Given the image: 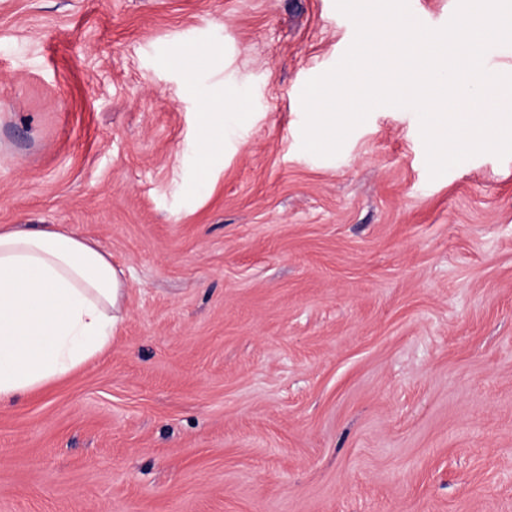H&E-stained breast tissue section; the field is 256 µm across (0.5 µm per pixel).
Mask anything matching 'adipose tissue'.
<instances>
[{
	"label": "adipose tissue",
	"mask_w": 512,
	"mask_h": 512,
	"mask_svg": "<svg viewBox=\"0 0 512 512\" xmlns=\"http://www.w3.org/2000/svg\"><path fill=\"white\" fill-rule=\"evenodd\" d=\"M199 151L224 147V105L204 100ZM124 279L110 255L54 226L0 230V404L63 378L112 345Z\"/></svg>",
	"instance_id": "adipose-tissue-1"
}]
</instances>
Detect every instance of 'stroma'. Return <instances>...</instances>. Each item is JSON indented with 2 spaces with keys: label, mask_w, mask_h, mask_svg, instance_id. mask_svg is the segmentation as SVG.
I'll list each match as a JSON object with an SVG mask.
<instances>
[{
  "label": "stroma",
  "mask_w": 512,
  "mask_h": 512,
  "mask_svg": "<svg viewBox=\"0 0 512 512\" xmlns=\"http://www.w3.org/2000/svg\"><path fill=\"white\" fill-rule=\"evenodd\" d=\"M335 0H0V229L125 272L111 347L0 406V512H512V156L415 110L303 150ZM244 98L201 166L198 105Z\"/></svg>",
  "instance_id": "1"
}]
</instances>
